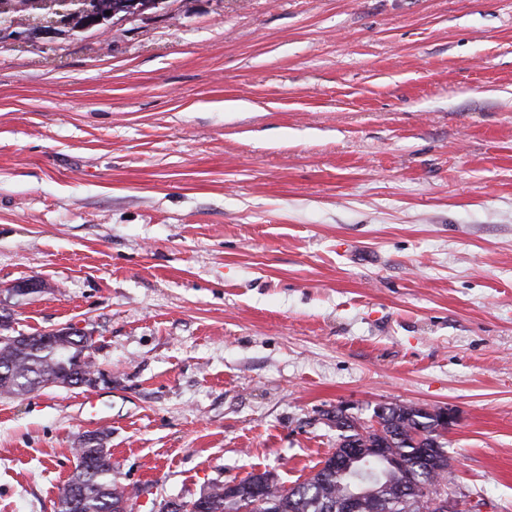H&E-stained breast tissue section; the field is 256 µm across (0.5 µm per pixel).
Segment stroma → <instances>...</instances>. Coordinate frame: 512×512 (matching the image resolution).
<instances>
[{
	"label": "stroma",
	"instance_id": "stroma-1",
	"mask_svg": "<svg viewBox=\"0 0 512 512\" xmlns=\"http://www.w3.org/2000/svg\"><path fill=\"white\" fill-rule=\"evenodd\" d=\"M42 292L9 295L15 282ZM0 306L92 388L0 396V512L107 432L132 512L453 409L449 499L512 512V0H170L0 42Z\"/></svg>",
	"mask_w": 512,
	"mask_h": 512
}]
</instances>
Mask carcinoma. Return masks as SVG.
<instances>
[{
	"instance_id": "obj_1",
	"label": "carcinoma",
	"mask_w": 512,
	"mask_h": 512,
	"mask_svg": "<svg viewBox=\"0 0 512 512\" xmlns=\"http://www.w3.org/2000/svg\"><path fill=\"white\" fill-rule=\"evenodd\" d=\"M28 26L37 29L55 25L64 31L74 14L110 11L124 0H24ZM92 338L74 330L61 333L54 344L42 342L36 333L26 339L0 333V395H25L50 381L70 385L74 378L72 360L89 356ZM376 425L364 427L354 418L336 421L337 447L357 438L366 448H384L388 455L407 463L402 472L391 471L387 458L376 459L373 469L379 478L363 488L359 512H429L441 499L448 467L423 456V449L437 448L447 458L440 442L438 419L412 404L391 403L374 412ZM420 439H415V435ZM248 489L235 494L220 484L208 487L199 497L180 503L181 512H341L339 504L355 487L351 473L337 467L331 457L308 479L290 488L282 487L265 471L248 477ZM131 497L112 480V460L104 435L82 439L75 469L60 488L56 512H129Z\"/></svg>"
}]
</instances>
